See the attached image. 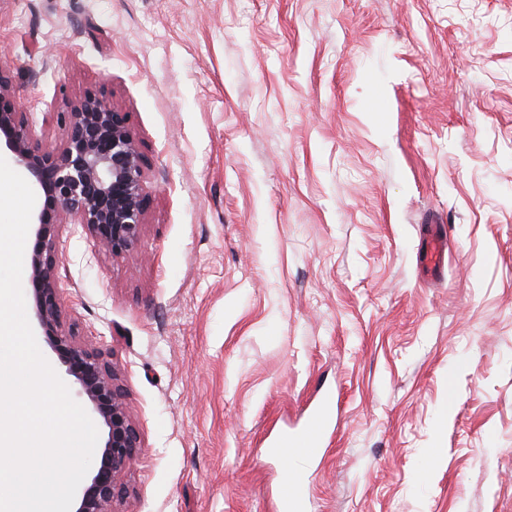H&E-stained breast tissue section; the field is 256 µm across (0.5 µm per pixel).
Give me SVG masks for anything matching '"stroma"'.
<instances>
[{"mask_svg": "<svg viewBox=\"0 0 512 512\" xmlns=\"http://www.w3.org/2000/svg\"><path fill=\"white\" fill-rule=\"evenodd\" d=\"M35 136L95 87L148 159L139 248L56 241L142 450L118 512H512V0H0ZM445 224L440 281L421 230ZM334 405L332 397H326L310 412L300 429L283 435L271 451L280 458L295 460H312L320 456ZM309 505L305 475L298 468H292L279 492L280 512H308Z\"/></svg>", "mask_w": 512, "mask_h": 512, "instance_id": "35a3bbf8", "label": "stroma"}]
</instances>
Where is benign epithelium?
I'll use <instances>...</instances> for the list:
<instances>
[{"instance_id":"1","label":"benign epithelium","mask_w":512,"mask_h":512,"mask_svg":"<svg viewBox=\"0 0 512 512\" xmlns=\"http://www.w3.org/2000/svg\"><path fill=\"white\" fill-rule=\"evenodd\" d=\"M65 138L47 147L33 134L11 94L10 71L0 66V139L44 197L36 216L29 281L34 317L66 378L101 422L105 437L95 467L76 492L72 512H113L125 495L122 477L141 448L118 374L104 354L72 337L57 293L55 243L66 224H79L114 256L135 251L145 224L147 162L129 113L88 89L57 115Z\"/></svg>"}]
</instances>
